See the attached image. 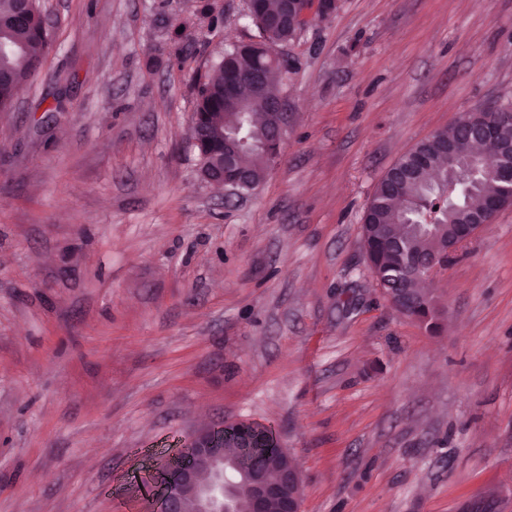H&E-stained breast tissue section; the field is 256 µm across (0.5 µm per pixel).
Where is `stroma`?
Returning <instances> with one entry per match:
<instances>
[{
  "label": "stroma",
  "instance_id": "1",
  "mask_svg": "<svg viewBox=\"0 0 512 512\" xmlns=\"http://www.w3.org/2000/svg\"><path fill=\"white\" fill-rule=\"evenodd\" d=\"M209 3L40 0L53 44L0 111V512H158L171 454L238 422L300 512H512V205L432 279L436 331L361 232L405 153L512 105V0H338L278 49L284 145L245 196L188 142L258 39Z\"/></svg>",
  "mask_w": 512,
  "mask_h": 512
}]
</instances>
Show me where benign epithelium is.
Segmentation results:
<instances>
[{"mask_svg": "<svg viewBox=\"0 0 512 512\" xmlns=\"http://www.w3.org/2000/svg\"><path fill=\"white\" fill-rule=\"evenodd\" d=\"M301 9L297 15V25L303 27L317 19L329 17L335 10L337 0H300ZM268 108L276 113L278 122L273 126L268 145L271 157L277 158L280 149L287 114L285 103L277 98L268 104ZM499 120L511 121L510 112H493L486 108L476 112L465 113L464 124L478 129L477 137L490 140L494 137L493 127L489 125L491 116ZM224 157L231 164L223 169L209 173L205 159H200L199 172L203 180L215 185H222L233 192L240 183L246 168L242 159L240 143L234 136L224 137ZM484 227V224H465L460 230V240L442 257L420 258L411 260L416 270V280L422 284L430 281L440 270L446 267L447 259L458 252L472 237ZM225 427H210L197 432L191 439L193 457L190 460L175 459L169 464V473L163 477L160 512H186V500L193 503L194 512H233L232 502L236 494V485L226 477L224 461V445L217 434L224 432ZM232 433L236 445L242 448H263V443L270 439V447H278L274 436L263 428L250 424L234 425ZM251 491L252 508L250 512H269V505L276 500L279 512H300L299 497L292 499L284 495L286 484L300 485L301 479L297 468L286 471L279 470L274 476L259 469H238Z\"/></svg>", "mask_w": 512, "mask_h": 512, "instance_id": "benign-epithelium-1", "label": "benign epithelium"}]
</instances>
